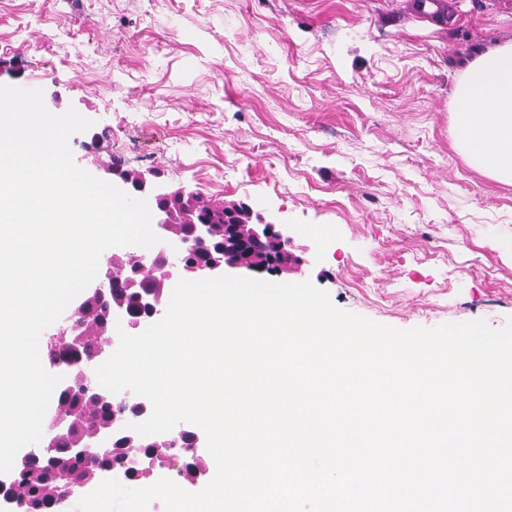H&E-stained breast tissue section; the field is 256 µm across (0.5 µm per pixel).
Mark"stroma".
<instances>
[{"label":"stroma","instance_id":"stroma-1","mask_svg":"<svg viewBox=\"0 0 512 512\" xmlns=\"http://www.w3.org/2000/svg\"><path fill=\"white\" fill-rule=\"evenodd\" d=\"M0 0V84L92 120L69 145L288 227L340 309L399 330L512 318V186L455 141L452 92L512 0Z\"/></svg>","mask_w":512,"mask_h":512}]
</instances>
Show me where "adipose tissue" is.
<instances>
[{"mask_svg": "<svg viewBox=\"0 0 512 512\" xmlns=\"http://www.w3.org/2000/svg\"><path fill=\"white\" fill-rule=\"evenodd\" d=\"M456 141L484 175L512 184V42L488 45L453 91Z\"/></svg>", "mask_w": 512, "mask_h": 512, "instance_id": "1", "label": "adipose tissue"}]
</instances>
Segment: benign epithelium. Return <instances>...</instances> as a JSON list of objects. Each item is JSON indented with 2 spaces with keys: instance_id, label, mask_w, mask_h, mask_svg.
<instances>
[{
  "instance_id": "obj_1",
  "label": "benign epithelium",
  "mask_w": 512,
  "mask_h": 512,
  "mask_svg": "<svg viewBox=\"0 0 512 512\" xmlns=\"http://www.w3.org/2000/svg\"><path fill=\"white\" fill-rule=\"evenodd\" d=\"M107 173L115 176L125 188L127 194L135 198H145L154 211L156 223L164 227L169 224H199L196 228L198 241H184L167 245L166 263L180 268L186 276L193 279L219 276L225 269L231 268L244 272H257L265 259H270L281 273L288 271L293 257L288 251L290 239L277 223L254 214L253 210L241 203L219 202L210 215L196 220L193 200L195 191L183 188L172 190L158 180V175L146 172H130L122 165L111 162L104 166ZM224 226V244L199 253L198 242L204 236H217L219 226ZM112 301V289L107 281L98 282L86 296L72 306L66 317L60 322L57 342L63 344L69 336L79 332L72 328L71 321L77 320L87 325L90 312ZM56 449L45 446L40 454H26L21 459L23 469L33 476L44 474L43 461H48L54 480L66 484V497L71 498L79 486L70 481L68 466L55 461Z\"/></svg>"
}]
</instances>
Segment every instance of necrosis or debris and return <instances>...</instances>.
Instances as JSON below:
<instances>
[{"instance_id":"obj_1","label":"necrosis or debris","mask_w":512,"mask_h":512,"mask_svg":"<svg viewBox=\"0 0 512 512\" xmlns=\"http://www.w3.org/2000/svg\"><path fill=\"white\" fill-rule=\"evenodd\" d=\"M163 261V250L157 245L149 249L115 247L102 253L99 270L112 275V300L106 306L107 335L73 336L63 347L40 346L45 364L66 350L76 355L58 391L79 393L84 368L96 363L101 347L117 346L118 330L140 333L143 324L154 323L166 312L174 284ZM108 401L105 414L92 408H60L56 425L44 427V440L57 448H69L78 441L90 451L111 449V476L126 482H152L160 474L182 487L208 480L209 461L199 452L206 437L199 427L182 423L164 434L142 436L131 426L150 415L149 401L128 390L109 394Z\"/></svg>"}]
</instances>
